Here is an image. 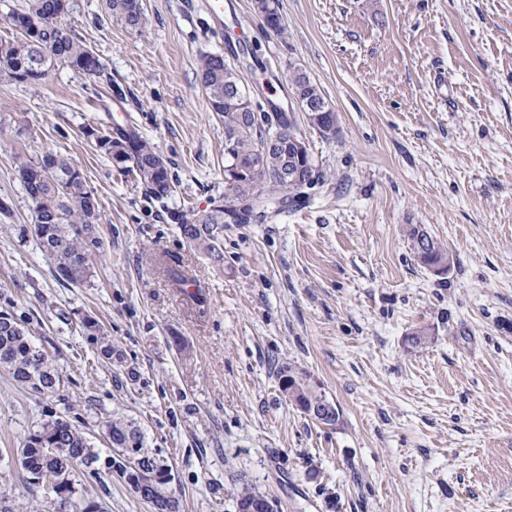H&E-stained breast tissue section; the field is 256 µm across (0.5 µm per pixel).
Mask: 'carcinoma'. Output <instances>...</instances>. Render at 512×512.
Listing matches in <instances>:
<instances>
[{"instance_id": "carcinoma-1", "label": "carcinoma", "mask_w": 512, "mask_h": 512, "mask_svg": "<svg viewBox=\"0 0 512 512\" xmlns=\"http://www.w3.org/2000/svg\"><path fill=\"white\" fill-rule=\"evenodd\" d=\"M279 0H254L253 9L269 30L283 35L287 28L280 8H272ZM108 17L125 28L142 27L147 16L138 0H105ZM70 4L61 0H22L21 5L3 15L7 26L16 31L13 40H0V79L10 83L40 85L50 73L62 67L74 74L93 78L104 73V64L96 52L73 34L63 22ZM45 63L47 73L33 71L34 57ZM197 76L206 92L208 106L224 122V200L197 214L175 211L170 214L178 225L183 240L194 249L207 254L214 262L224 260L221 247L224 225L248 224L252 202L261 205L255 220H265L285 211L286 207L307 197L308 189L290 172L308 166V153L300 152L288 132L300 133L293 112H266L253 106L238 93L237 68L225 66L221 54H204L198 59ZM294 99L303 105H320L308 127L338 124L336 111L309 76L296 70L290 76ZM279 134L280 143L265 147L266 140ZM83 135L107 156L120 173L135 177L145 194L156 201L171 196L175 181L168 162L153 143L143 138L130 124L105 134L87 126ZM21 183L33 203L34 229L40 249L56 263L59 276L73 285H90L95 260L102 246L101 211L95 194L88 190L77 165L68 157L46 150L30 160L16 156ZM411 250L418 263L432 270L444 261L453 260L438 239L418 224L407 228ZM81 327L97 345L101 354L112 358V341L104 336L98 321L84 316ZM0 365L9 368L13 379L22 387L37 379L35 392L50 394L60 386L61 377L50 356L37 347L26 327L7 311H0ZM299 373L291 366L279 369L282 391L296 404L322 397L320 388L303 379L298 388L288 386V378ZM106 436L113 448H136L143 463L151 467L157 456L145 446V437L135 423L114 417L106 424ZM20 467L28 472L44 468L60 469L71 476V495L75 501L87 500L78 491L76 475H96L103 468H123L125 459L114 455L101 459L85 436L69 422L51 419L28 431L21 443ZM169 480H155L152 497L160 512L175 497L168 491Z\"/></svg>"}]
</instances>
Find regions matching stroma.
I'll return each instance as SVG.
<instances>
[{
  "mask_svg": "<svg viewBox=\"0 0 512 512\" xmlns=\"http://www.w3.org/2000/svg\"><path fill=\"white\" fill-rule=\"evenodd\" d=\"M223 2L219 28L204 0H144L148 22L129 30L103 0H70L64 22L105 76L0 81V199L12 205L0 310L62 378L43 395L0 367V492L17 512H46L52 492L13 457L24 435L60 417L105 458L104 423L119 414L166 461L179 512H236L244 483L276 512H512V0H280L283 39L252 0ZM246 50L257 59L237 64L244 87L292 112L302 69L338 133L301 126L318 177L309 198L225 225L218 267L166 213L224 197V125L197 63ZM131 121L177 176L167 211L82 134ZM47 149L100 201L88 287L61 280L34 233L14 156ZM411 224L453 255L447 276L417 264ZM86 312L118 359L82 333ZM422 327L427 344L408 346ZM284 364L326 392L337 425L282 393ZM80 484L103 512H153L119 480Z\"/></svg>",
  "mask_w": 512,
  "mask_h": 512,
  "instance_id": "obj_1",
  "label": "stroma"
}]
</instances>
